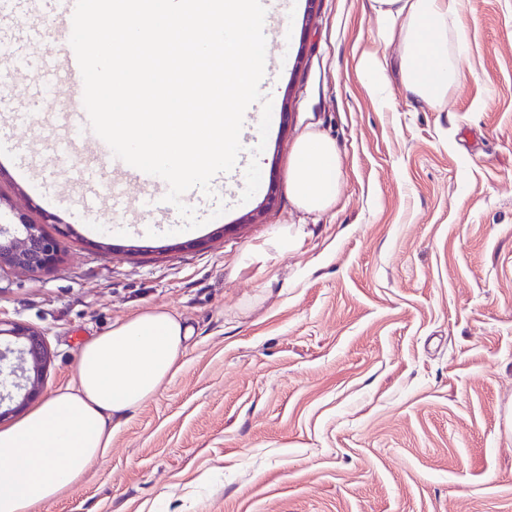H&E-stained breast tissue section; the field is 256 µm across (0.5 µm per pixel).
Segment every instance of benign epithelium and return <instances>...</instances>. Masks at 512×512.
Here are the masks:
<instances>
[{
	"mask_svg": "<svg viewBox=\"0 0 512 512\" xmlns=\"http://www.w3.org/2000/svg\"><path fill=\"white\" fill-rule=\"evenodd\" d=\"M63 250L61 240L45 235L27 220L0 224V269L49 272ZM49 351L42 334L21 323L0 320V375L17 376L20 383L0 400V421L22 411L43 388Z\"/></svg>",
	"mask_w": 512,
	"mask_h": 512,
	"instance_id": "1",
	"label": "benign epithelium"
}]
</instances>
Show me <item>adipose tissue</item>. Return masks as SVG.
I'll use <instances>...</instances> for the list:
<instances>
[{"label": "adipose tissue", "mask_w": 512, "mask_h": 512, "mask_svg": "<svg viewBox=\"0 0 512 512\" xmlns=\"http://www.w3.org/2000/svg\"><path fill=\"white\" fill-rule=\"evenodd\" d=\"M373 8L382 38L399 45L407 90L442 104L468 53L466 0H373ZM339 178L336 145L323 135H308L288 162V193L309 213L335 202ZM193 336L180 316L145 307L86 341L69 384L0 426V512H43L81 482L121 419L179 371Z\"/></svg>", "instance_id": "obj_1"}]
</instances>
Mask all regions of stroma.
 <instances>
[{"mask_svg":"<svg viewBox=\"0 0 512 512\" xmlns=\"http://www.w3.org/2000/svg\"><path fill=\"white\" fill-rule=\"evenodd\" d=\"M280 6L290 67L263 189L243 205L214 187L226 211L199 212L191 247L168 223L85 211L52 162L67 95L28 106L32 69L0 83V222L67 234L52 271H0V319L44 335V393L140 307L194 328L182 368L43 512H512V0H469L470 53L438 107L393 70L387 105L361 85V49L398 53L372 0ZM310 133L340 162L321 214L288 195ZM278 228L299 247L246 265Z\"/></svg>","mask_w":512,"mask_h":512,"instance_id":"obj_1","label":"stroma"}]
</instances>
